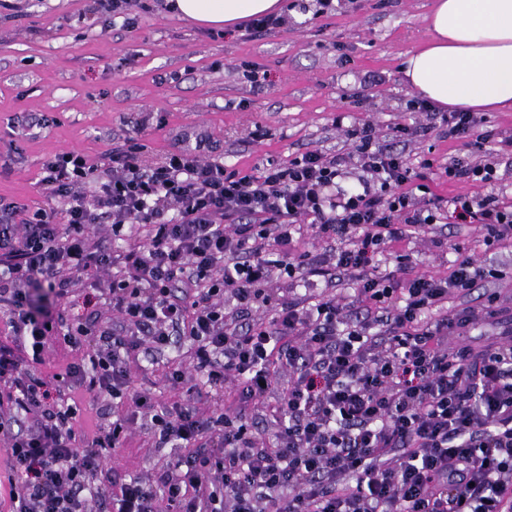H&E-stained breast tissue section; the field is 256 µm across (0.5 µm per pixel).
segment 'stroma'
<instances>
[{
  "instance_id": "35a3bbf8",
  "label": "stroma",
  "mask_w": 512,
  "mask_h": 512,
  "mask_svg": "<svg viewBox=\"0 0 512 512\" xmlns=\"http://www.w3.org/2000/svg\"><path fill=\"white\" fill-rule=\"evenodd\" d=\"M166 0H136L135 28L93 0H0V196L31 206L46 204L38 178L52 155L78 151L96 158L113 141L139 139L147 157L162 161L193 127L220 140L227 169L254 171L285 164L307 151L349 150L334 119L374 122L381 144L402 153L411 168H425L434 193L448 198L470 192L448 182L442 168L458 145L444 138L438 117L413 112L401 62L430 36L433 0H338L323 14L317 0H286L285 24L247 38L241 30H204L168 12ZM255 63L268 79L254 86L242 62ZM380 76L367 88L365 76ZM398 123L424 126L404 141ZM431 239L399 244L415 272H448L457 244L494 268H512V245L486 246L474 225L449 224ZM184 339L164 352L140 354L131 365L135 386L155 401H180L209 414L243 408L236 384L221 394L187 373L172 386L165 373L183 360ZM175 448H155L149 430L134 423L123 448L104 473L124 479H156Z\"/></svg>"
}]
</instances>
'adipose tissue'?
Returning a JSON list of instances; mask_svg holds the SVG:
<instances>
[{
  "instance_id": "obj_1",
  "label": "adipose tissue",
  "mask_w": 512,
  "mask_h": 512,
  "mask_svg": "<svg viewBox=\"0 0 512 512\" xmlns=\"http://www.w3.org/2000/svg\"><path fill=\"white\" fill-rule=\"evenodd\" d=\"M179 16L202 28L233 29L278 13L282 0H173ZM430 39L406 55L407 86L442 110L494 112L512 107V0H434Z\"/></svg>"
}]
</instances>
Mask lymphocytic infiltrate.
Masks as SVG:
<instances>
[{"label": "lymphocytic infiltrate", "mask_w": 512, "mask_h": 512, "mask_svg": "<svg viewBox=\"0 0 512 512\" xmlns=\"http://www.w3.org/2000/svg\"><path fill=\"white\" fill-rule=\"evenodd\" d=\"M465 152L443 174L475 186L450 209L424 174L381 145L372 122L345 127L352 149L311 150L260 174L228 170L211 133L152 164L129 138L99 162L76 151L44 162L47 205L0 197V309L15 341L0 343V391L8 415L6 452L21 484L12 512H512V338L451 344L479 317L502 311L497 281L512 272L457 251L448 274L380 268L392 243L434 233L447 222L474 224L489 245L512 244V200L492 188L499 173L475 112L440 116ZM360 169L355 188L337 179ZM125 241L102 247L94 225ZM322 254L296 249L304 234ZM85 309L108 303L116 321L65 312L34 317L30 288L68 298L89 280ZM286 279L289 289L277 280ZM351 282L352 298L313 293L317 282ZM480 292L481 307L447 309L449 298ZM189 339L187 368L212 388L241 384L244 402L264 401L280 374L288 387L264 438L242 412L204 417L158 405L132 386L129 364L142 348ZM82 356L50 383L37 372L49 337ZM131 403L91 441L65 390ZM150 418L153 444L174 443L185 461L153 482L126 480L106 497L102 464L123 447L136 414Z\"/></svg>", "instance_id": "lymphocytic-infiltrate-1"}]
</instances>
